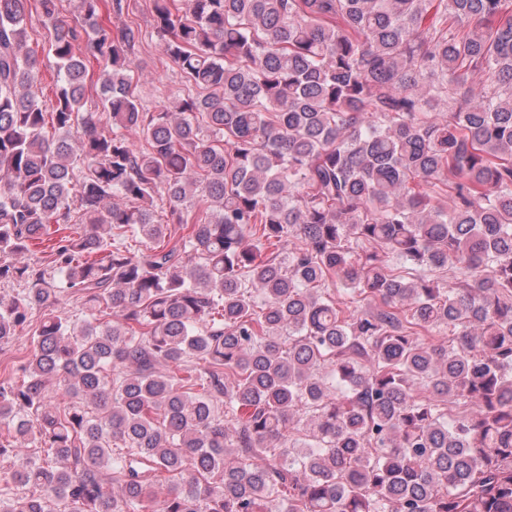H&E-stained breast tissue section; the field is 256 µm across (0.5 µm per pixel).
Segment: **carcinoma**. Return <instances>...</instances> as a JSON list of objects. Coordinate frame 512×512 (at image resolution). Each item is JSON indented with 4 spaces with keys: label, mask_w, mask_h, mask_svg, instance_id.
Wrapping results in <instances>:
<instances>
[{
    "label": "carcinoma",
    "mask_w": 512,
    "mask_h": 512,
    "mask_svg": "<svg viewBox=\"0 0 512 512\" xmlns=\"http://www.w3.org/2000/svg\"><path fill=\"white\" fill-rule=\"evenodd\" d=\"M151 4L0 0V512H512V0ZM131 3H135L133 12L112 16V27L130 23L141 27L142 41L129 54L128 63L131 74L138 81L143 101L155 110L181 94L185 80L173 66L154 31L149 0H132ZM26 29L29 43L39 51V80L36 91L48 103L53 98L56 82V59L48 52L51 28L43 24L41 17L33 14L28 17ZM28 330H20L16 340L11 345L2 346L0 349V365L8 367V369L16 363L25 353L27 345Z\"/></svg>",
    "instance_id": "obj_1"
}]
</instances>
